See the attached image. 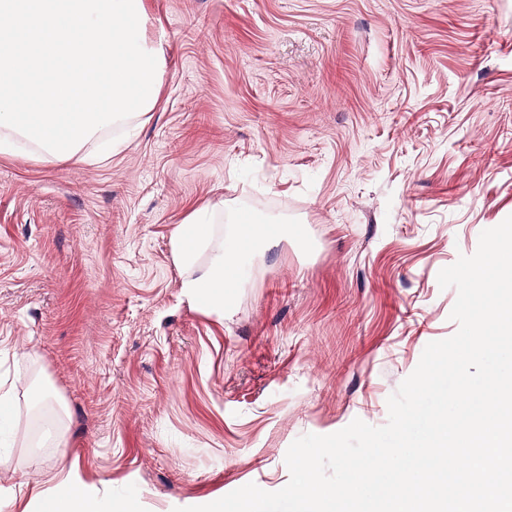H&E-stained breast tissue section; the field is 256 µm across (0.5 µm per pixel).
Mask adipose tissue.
Listing matches in <instances>:
<instances>
[{
    "instance_id": "ef3b65f1",
    "label": "adipose tissue",
    "mask_w": 512,
    "mask_h": 512,
    "mask_svg": "<svg viewBox=\"0 0 512 512\" xmlns=\"http://www.w3.org/2000/svg\"><path fill=\"white\" fill-rule=\"evenodd\" d=\"M207 209L193 211L172 234L173 259L181 267H191L194 252L199 242L197 233L204 228ZM256 225L238 221L237 234L229 246L217 249L208 266L199 274H188L183 278L181 288L184 296L204 312L223 314L224 294L237 287L240 270L237 258L251 251L256 239ZM68 442L64 436L55 441V459L60 468L58 474L62 483L67 484V493L48 504V512H98L97 501L90 486L79 480L74 471L65 468Z\"/></svg>"
}]
</instances>
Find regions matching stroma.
<instances>
[{"mask_svg":"<svg viewBox=\"0 0 512 512\" xmlns=\"http://www.w3.org/2000/svg\"><path fill=\"white\" fill-rule=\"evenodd\" d=\"M156 104L83 160L0 153V382L26 440L0 499L54 464L60 415L101 512L274 492L298 437L388 420L425 346L455 334L441 269L512 215V0H146ZM123 139L120 151L103 147ZM248 210L223 315L188 303L172 233Z\"/></svg>","mask_w":512,"mask_h":512,"instance_id":"1","label":"stroma"}]
</instances>
